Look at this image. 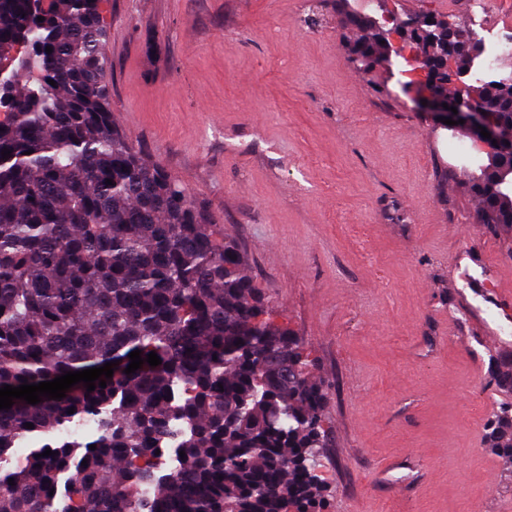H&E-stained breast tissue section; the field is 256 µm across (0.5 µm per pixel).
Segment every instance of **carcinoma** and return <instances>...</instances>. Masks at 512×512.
<instances>
[{
  "label": "carcinoma",
  "mask_w": 512,
  "mask_h": 512,
  "mask_svg": "<svg viewBox=\"0 0 512 512\" xmlns=\"http://www.w3.org/2000/svg\"><path fill=\"white\" fill-rule=\"evenodd\" d=\"M418 18L408 40L454 107L442 46L479 53V37ZM343 24L362 66L392 67L374 16ZM106 35L99 0H0V388L118 362L104 388L0 410V512H325L312 360L267 317L237 242L112 123ZM467 90L512 130V72ZM465 186L479 223L512 229L509 183L483 171ZM134 350L162 363L128 375ZM490 373L512 390V358ZM87 419L90 440L13 459L22 440ZM485 442L512 461V405L489 416ZM171 448L185 455L167 471Z\"/></svg>",
  "instance_id": "obj_1"
}]
</instances>
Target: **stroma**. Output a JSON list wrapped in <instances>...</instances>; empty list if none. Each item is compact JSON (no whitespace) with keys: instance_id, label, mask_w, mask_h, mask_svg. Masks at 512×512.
I'll list each match as a JSON object with an SVG mask.
<instances>
[{"instance_id":"obj_1","label":"stroma","mask_w":512,"mask_h":512,"mask_svg":"<svg viewBox=\"0 0 512 512\" xmlns=\"http://www.w3.org/2000/svg\"><path fill=\"white\" fill-rule=\"evenodd\" d=\"M394 29L467 19L458 0H347ZM112 120L241 247L272 317L323 383L330 512H512V462L485 446L512 355V233L476 224L455 154L408 92L417 67L351 62L336 0H101ZM490 373L499 389L512 390V358L492 356Z\"/></svg>"}]
</instances>
